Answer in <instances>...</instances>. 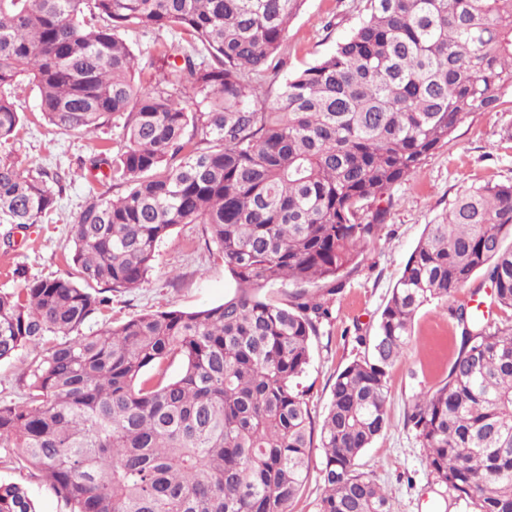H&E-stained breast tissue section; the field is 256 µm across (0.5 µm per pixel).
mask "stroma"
Instances as JSON below:
<instances>
[{
  "label": "stroma",
  "instance_id": "obj_1",
  "mask_svg": "<svg viewBox=\"0 0 512 512\" xmlns=\"http://www.w3.org/2000/svg\"><path fill=\"white\" fill-rule=\"evenodd\" d=\"M366 0H305L292 20L278 57L280 76H288L331 52L365 16ZM15 103L23 112L17 136L0 145L10 156L61 177L55 210L42 223L17 229L0 224V291L22 287L25 280L71 274L70 229L85 202L94 196L121 194L112 180L92 182L83 162L92 149L112 147L117 128L78 137L50 125L37 109L36 92L20 85ZM488 181L512 182V96L495 112H473L460 121L448 142L417 172L391 191L393 206L379 235L369 241L344 288L334 296L329 320L311 343V360L300 377L314 424H321L337 371L364 352L359 337L374 335L390 291L425 227L434 223L449 200L466 188ZM234 288L224 260L204 225L181 224L158 247L154 269L140 287L111 292V301L82 326L89 334L155 311H195L223 302ZM482 276L448 301L424 306L417 314L411 342L394 364L388 381V429L361 458L364 471L387 490L391 512H468L465 504L432 484L425 451L405 425L414 397L434 389L448 375L456 352L452 309L490 300ZM36 356L25 349L0 362V402L18 401L21 383ZM0 480L26 486L39 512H68L49 483L26 469L0 464Z\"/></svg>",
  "mask_w": 512,
  "mask_h": 512
}]
</instances>
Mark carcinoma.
Listing matches in <instances>:
<instances>
[{"label":"carcinoma","instance_id":"1","mask_svg":"<svg viewBox=\"0 0 512 512\" xmlns=\"http://www.w3.org/2000/svg\"><path fill=\"white\" fill-rule=\"evenodd\" d=\"M303 2L0 0V142L18 133L22 79L58 130L121 129L115 149L88 159L126 189L78 213L76 277L0 292V361L60 338L33 362L24 400L0 402V448L70 512H291L315 441L318 512H390L359 461L389 424V373L415 316L480 271L491 304L512 311V183L487 181L426 225L367 353L337 372L314 425L295 381L344 274L387 219L386 195L464 115L512 94V0H366L349 37L268 84ZM129 27L180 38L150 62L147 88L119 36ZM47 178L1 159L0 219L41 222L55 208ZM179 224L205 225L234 293L80 333L109 302L99 287L142 285ZM284 282L297 290L262 294ZM454 318L448 376L416 396L407 426L434 484L472 512H512V324L493 329L465 306ZM172 357L176 377L144 378ZM0 512L38 510L25 487L0 481Z\"/></svg>","mask_w":512,"mask_h":512}]
</instances>
